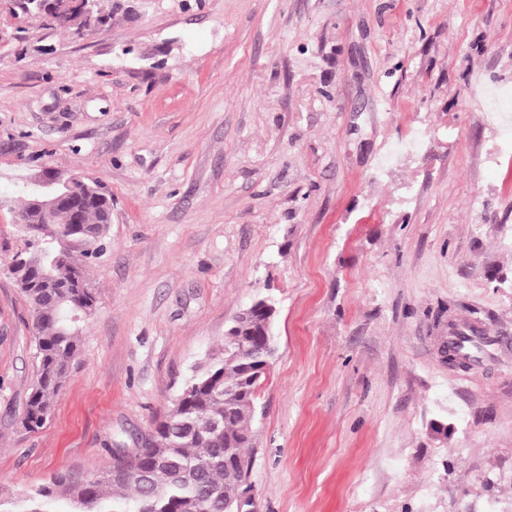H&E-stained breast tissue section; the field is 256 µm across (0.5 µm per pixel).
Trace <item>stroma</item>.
Wrapping results in <instances>:
<instances>
[{
	"label": "stroma",
	"instance_id": "35a3bbf8",
	"mask_svg": "<svg viewBox=\"0 0 512 512\" xmlns=\"http://www.w3.org/2000/svg\"><path fill=\"white\" fill-rule=\"evenodd\" d=\"M99 3L77 36L0 0V496L141 447L268 290L257 512H512V155L482 94L512 86V0ZM46 166L99 178L112 222L32 431L11 267ZM452 320L505 343L449 368Z\"/></svg>",
	"mask_w": 512,
	"mask_h": 512
}]
</instances>
